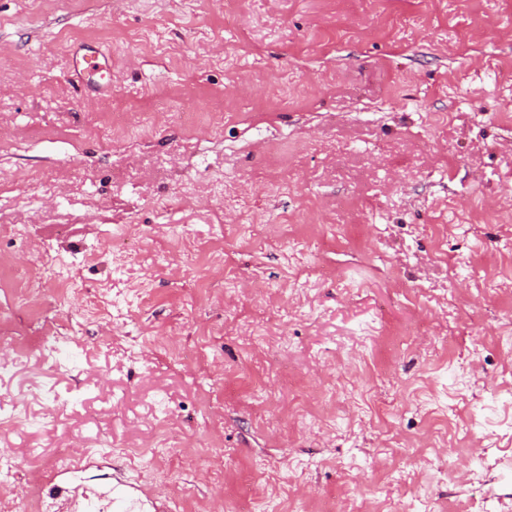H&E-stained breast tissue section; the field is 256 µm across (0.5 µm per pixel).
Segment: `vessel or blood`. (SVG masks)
I'll return each instance as SVG.
<instances>
[{"label": "vessel or blood", "mask_w": 512, "mask_h": 512, "mask_svg": "<svg viewBox=\"0 0 512 512\" xmlns=\"http://www.w3.org/2000/svg\"><path fill=\"white\" fill-rule=\"evenodd\" d=\"M75 64L86 86L109 89L112 65L106 56L88 49L76 56ZM43 501L49 512H153L155 507L140 488L121 480L102 495L92 489H70L56 484L45 488Z\"/></svg>", "instance_id": "vessel-or-blood-1"}]
</instances>
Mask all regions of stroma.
I'll return each instance as SVG.
<instances>
[{"label": "stroma", "instance_id": "1", "mask_svg": "<svg viewBox=\"0 0 512 512\" xmlns=\"http://www.w3.org/2000/svg\"><path fill=\"white\" fill-rule=\"evenodd\" d=\"M1 269L0 512H512V0H0ZM83 50L85 52L75 58L78 76L85 81V88L95 87L106 91L111 85V63L97 51ZM44 508L53 512H103L112 509L116 512H155L154 501L140 488L117 480L104 495L95 490L74 487L72 489L54 484L43 488Z\"/></svg>", "mask_w": 512, "mask_h": 512}]
</instances>
